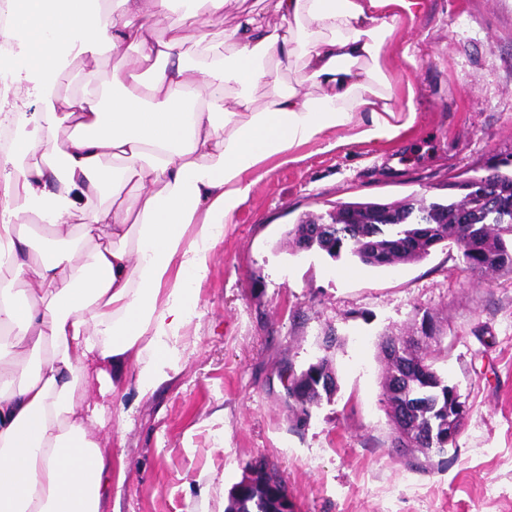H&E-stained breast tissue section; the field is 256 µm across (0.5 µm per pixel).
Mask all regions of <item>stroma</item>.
<instances>
[{"instance_id":"obj_1","label":"stroma","mask_w":512,"mask_h":512,"mask_svg":"<svg viewBox=\"0 0 512 512\" xmlns=\"http://www.w3.org/2000/svg\"><path fill=\"white\" fill-rule=\"evenodd\" d=\"M272 4L228 0L217 17L197 0L185 53L222 42L245 9L278 26ZM136 55L124 45L72 59L56 92L111 85L118 58ZM385 56L393 94L416 91L417 125L375 147L310 143L297 163L267 161L210 252L167 380L139 396L127 364L126 393L92 429L114 477L100 512H225L259 458L282 472L297 512H512V275L471 273L454 246L378 269L288 237L338 202L448 198L449 182L512 153V0H427L398 22ZM425 333L434 369L470 412L455 444L415 471L391 446L379 344ZM324 356L336 388L297 423L279 374Z\"/></svg>"}]
</instances>
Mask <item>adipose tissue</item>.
<instances>
[{
	"label": "adipose tissue",
	"mask_w": 512,
	"mask_h": 512,
	"mask_svg": "<svg viewBox=\"0 0 512 512\" xmlns=\"http://www.w3.org/2000/svg\"><path fill=\"white\" fill-rule=\"evenodd\" d=\"M10 55L0 71V127L14 133L0 167V269L27 286L17 304L0 280V330L14 340L0 362V512H100L112 492L81 407L84 385L135 362L147 396L184 349L193 286L235 223L262 167L295 147L328 140L378 146L418 121L416 93L393 95L382 65L401 17L424 0H274L279 27L244 11L224 32L230 52L188 61L193 14L155 35L170 0H13ZM137 47L115 67L112 90L57 97L70 58ZM298 64L297 85L280 67ZM204 83L209 95L192 91ZM269 100L255 110L251 92ZM43 109H28L30 99ZM70 123L65 147L56 130ZM114 160L105 168V160ZM135 179L145 190L118 208L93 205ZM47 227L36 244L17 222Z\"/></svg>",
	"instance_id": "ef3b65f1"
}]
</instances>
